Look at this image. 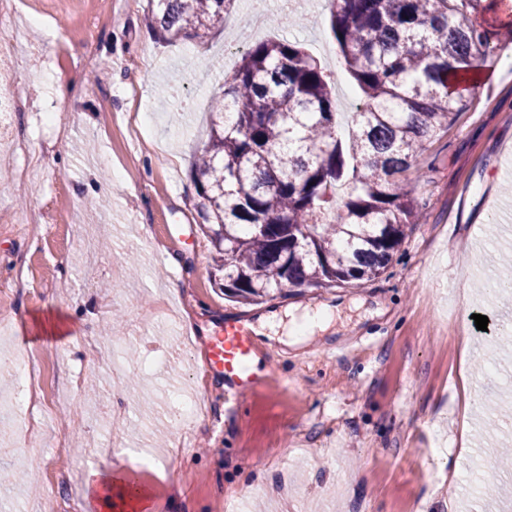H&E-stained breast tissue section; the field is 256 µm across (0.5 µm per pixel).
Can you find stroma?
<instances>
[{"label":"stroma","instance_id":"35a3bbf8","mask_svg":"<svg viewBox=\"0 0 512 512\" xmlns=\"http://www.w3.org/2000/svg\"><path fill=\"white\" fill-rule=\"evenodd\" d=\"M148 0H29L23 13L44 20L18 71L38 90L22 122L34 175L0 169V284L25 268L30 286L6 299L0 336V393L13 389L19 354L42 358L57 402L45 431L20 439L0 419V512H67L83 499L93 459L76 448L129 451L112 465L148 487L149 512H503L512 505V467L498 465L512 448V348L494 328L512 323V44H500L479 71L482 92L469 100L409 171L426 220L407 228L380 275L346 287L291 288L266 303L229 301L214 283L213 249L198 227L192 163L208 140L213 97L229 70L255 43L297 38L334 75L338 111L362 104L330 26L328 0H235L204 40L167 39L149 27ZM277 15L295 26L278 28ZM98 35L83 44L84 30ZM94 57L83 74L69 59ZM195 98L174 111L163 88ZM119 117L104 123V109ZM137 277L117 280L128 253ZM177 282L169 293L168 282ZM329 305L333 322L305 341L258 338L256 364L273 385L235 414L216 406L212 434L174 452L169 420L174 395H189L205 368L203 338L227 318L277 314L278 334L305 309ZM58 314L71 331L53 343L21 339L24 321ZM488 318L478 330L475 315ZM467 328L477 369L478 410L468 448L459 445L463 403L455 393ZM100 344L88 348L86 335ZM161 352L114 379L104 360L113 342L139 350L138 335ZM352 344L341 360L326 348ZM84 378L82 391L69 387ZM128 398L113 420L114 393ZM70 476L48 492L52 472ZM288 494L275 495L280 479ZM496 482L497 496L475 492Z\"/></svg>","mask_w":512,"mask_h":512}]
</instances>
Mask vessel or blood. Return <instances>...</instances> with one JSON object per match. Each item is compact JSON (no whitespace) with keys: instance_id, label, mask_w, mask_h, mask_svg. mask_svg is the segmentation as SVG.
<instances>
[{"instance_id":"obj_1","label":"vessel or blood","mask_w":512,"mask_h":512,"mask_svg":"<svg viewBox=\"0 0 512 512\" xmlns=\"http://www.w3.org/2000/svg\"><path fill=\"white\" fill-rule=\"evenodd\" d=\"M204 347L207 369L223 379L225 403L230 409L239 408L248 395L271 384V373L253 365L257 344L248 320L225 323L207 337Z\"/></svg>"}]
</instances>
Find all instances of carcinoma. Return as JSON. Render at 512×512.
<instances>
[{"instance_id": "cac0c4a2", "label": "carcinoma", "mask_w": 512, "mask_h": 512, "mask_svg": "<svg viewBox=\"0 0 512 512\" xmlns=\"http://www.w3.org/2000/svg\"><path fill=\"white\" fill-rule=\"evenodd\" d=\"M331 30L364 96L338 131L330 76L290 39L243 53L210 112L192 179L224 296L260 304L292 288L369 280L422 220L406 178L464 106L452 85L490 58L508 26L477 15L512 0H329ZM149 25L202 39L234 0H149Z\"/></svg>"}]
</instances>
